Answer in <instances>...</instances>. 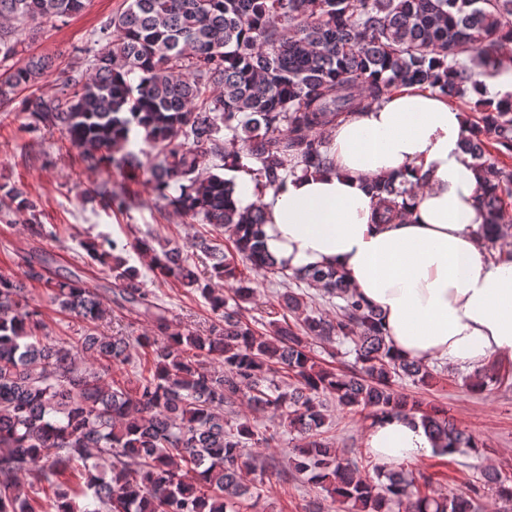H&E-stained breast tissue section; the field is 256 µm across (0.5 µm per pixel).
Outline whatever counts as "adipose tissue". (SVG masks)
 Returning <instances> with one entry per match:
<instances>
[{
  "instance_id": "adipose-tissue-1",
  "label": "adipose tissue",
  "mask_w": 512,
  "mask_h": 512,
  "mask_svg": "<svg viewBox=\"0 0 512 512\" xmlns=\"http://www.w3.org/2000/svg\"><path fill=\"white\" fill-rule=\"evenodd\" d=\"M465 115L447 96L416 85L392 89L333 127L332 166L258 189L233 168L240 210L262 202L267 251L288 273L344 272L354 292L377 309L386 341L402 357L475 370L512 360V256L489 258L480 175L463 149ZM395 176L409 192L390 224L378 221L370 179ZM365 446L391 467L436 446L418 415L372 423Z\"/></svg>"
}]
</instances>
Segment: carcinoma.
Returning <instances> with one entry per match:
<instances>
[{"label": "carcinoma", "mask_w": 512, "mask_h": 512, "mask_svg": "<svg viewBox=\"0 0 512 512\" xmlns=\"http://www.w3.org/2000/svg\"><path fill=\"white\" fill-rule=\"evenodd\" d=\"M85 7L86 0H0V62L43 23ZM94 36L90 72L73 69L50 87L54 61L33 56L0 74V104L26 93L27 128L60 131L93 167L128 176L147 169L163 206L227 233L233 250L216 239L192 243L211 261L201 278L188 251L150 233L82 242L84 262L112 276V303L149 322L120 336L98 332L112 313L101 294L77 278L45 275L44 259L28 261L23 276L42 285L46 303L82 324L81 335L65 342L48 336L25 285L0 273V512H243L264 488L261 477L245 482L244 471H265L246 447L274 448L280 432L235 418L239 404L296 432L294 471L353 512H480L486 487L512 500V477L498 471L443 497L421 491L429 475L376 465L364 474L358 461L336 453L323 430L329 398L342 408H370L374 419L420 415L438 456L477 453L482 444L448 411L396 389L407 378L427 383L432 370L392 351L380 314L344 273L294 275L339 299L336 316L315 314L308 295L286 288L277 303L291 318L270 321L267 333L253 328L245 315L251 274L281 267L264 247L263 205L237 212L234 184L220 173L228 141L238 146L234 162L257 163L255 179L266 187L288 175L290 158L325 170L328 130L339 119L399 85L425 86L478 112L464 148L483 172L490 256L503 253L499 227L512 170L488 146L512 154V98L470 94L495 69L498 45L512 41V0H126ZM136 130L146 145L137 151L130 148ZM153 151L156 161L144 165L140 156ZM208 157L219 160L212 169ZM369 191L383 223L402 212L409 193L392 177L371 180ZM2 213L22 216L36 237H57L17 185H0ZM130 251L150 257L156 278L199 293L213 313L208 327L175 324L129 264ZM311 336L351 342L348 372L323 367ZM134 352L149 368L132 380L122 366ZM208 358L220 369L204 367ZM511 377L492 363L469 378V389L501 387Z\"/></svg>", "instance_id": "cac0c4a2"}]
</instances>
